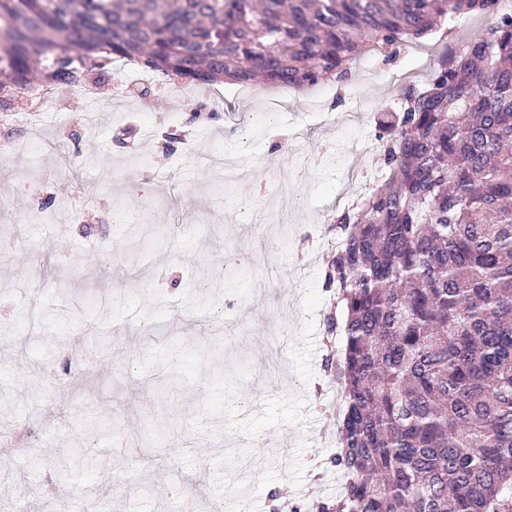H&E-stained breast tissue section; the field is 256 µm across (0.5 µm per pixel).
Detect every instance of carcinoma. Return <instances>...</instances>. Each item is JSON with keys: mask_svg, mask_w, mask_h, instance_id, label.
I'll return each instance as SVG.
<instances>
[{"mask_svg": "<svg viewBox=\"0 0 512 512\" xmlns=\"http://www.w3.org/2000/svg\"><path fill=\"white\" fill-rule=\"evenodd\" d=\"M461 16L491 17L443 53L379 139L380 178L333 215L326 286L341 343L320 512H512V13L499 0H0V106L128 61L188 86L257 77L300 91L349 80ZM76 466L107 458L89 437Z\"/></svg>", "mask_w": 512, "mask_h": 512, "instance_id": "cac0c4a2", "label": "carcinoma"}]
</instances>
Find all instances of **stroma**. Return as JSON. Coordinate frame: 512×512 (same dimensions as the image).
<instances>
[{
	"instance_id": "obj_1",
	"label": "stroma",
	"mask_w": 512,
	"mask_h": 512,
	"mask_svg": "<svg viewBox=\"0 0 512 512\" xmlns=\"http://www.w3.org/2000/svg\"><path fill=\"white\" fill-rule=\"evenodd\" d=\"M464 18L378 74L355 62L345 86L283 93L255 81L236 104L247 124L189 96L104 106L19 102L0 128L43 111L42 137L0 146V421L39 440L36 476L86 488L69 463L95 430L134 492L88 512H204L215 497L270 512L268 491L313 512L344 479L331 466L342 400L325 368L324 270L351 162L397 112L403 75L420 84ZM198 119H191L192 111ZM75 223L48 224L60 205ZM95 326L101 358L63 374L64 352Z\"/></svg>"
}]
</instances>
